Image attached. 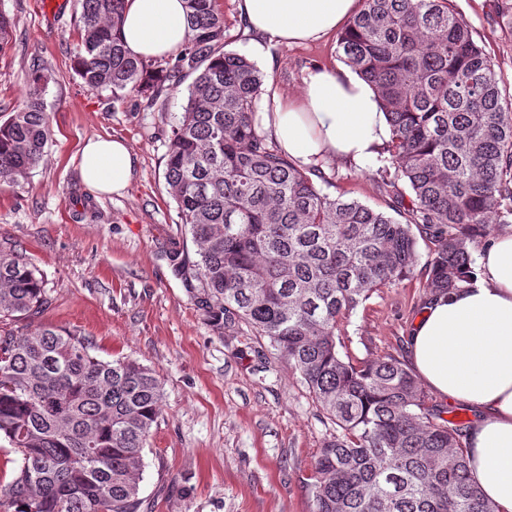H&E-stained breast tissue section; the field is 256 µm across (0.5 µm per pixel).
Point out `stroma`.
<instances>
[{
  "label": "stroma",
  "mask_w": 512,
  "mask_h": 512,
  "mask_svg": "<svg viewBox=\"0 0 512 512\" xmlns=\"http://www.w3.org/2000/svg\"><path fill=\"white\" fill-rule=\"evenodd\" d=\"M0 0L12 39L0 54V121L12 112L33 62L51 72L44 102L51 139L43 164L20 184L0 187V244L39 270L46 303L40 324L91 341L103 360L129 357L155 370L164 387L162 415L143 450L140 495L148 512H312L314 462L336 426L299 374L247 326L213 328L195 304L184 265L195 247L178 223L164 178L173 125L185 87L158 100L113 98L85 88L75 72L77 0ZM512 94V7L506 0H456ZM229 50L251 55L265 82L297 96L307 72L335 69L338 33L287 44L255 33L242 0H220ZM124 139L135 155L124 195H97L79 177L86 139ZM388 162H323L325 193L386 210ZM434 249L419 240L411 274L386 285L344 319L341 355L356 361L393 355L408 361V334L430 296Z\"/></svg>",
  "instance_id": "1"
}]
</instances>
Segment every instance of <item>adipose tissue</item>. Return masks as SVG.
Masks as SVG:
<instances>
[{
    "mask_svg": "<svg viewBox=\"0 0 512 512\" xmlns=\"http://www.w3.org/2000/svg\"><path fill=\"white\" fill-rule=\"evenodd\" d=\"M357 0H243L252 28L297 43L321 39L350 15ZM183 0H127L121 37L145 59L169 56L183 43ZM263 126L303 167L328 158L363 163L389 141L375 90L347 68L317 69L301 93L273 99ZM135 166L121 139L96 137L80 152V176L102 194L122 195ZM477 280L423 305L409 336L416 378L443 401L476 411L468 437L470 474L495 512H512V232L478 254Z\"/></svg>",
    "mask_w": 512,
    "mask_h": 512,
    "instance_id": "obj_1",
    "label": "adipose tissue"
}]
</instances>
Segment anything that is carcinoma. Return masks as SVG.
I'll return each instance as SVG.
<instances>
[{
  "label": "carcinoma",
  "mask_w": 512,
  "mask_h": 512,
  "mask_svg": "<svg viewBox=\"0 0 512 512\" xmlns=\"http://www.w3.org/2000/svg\"><path fill=\"white\" fill-rule=\"evenodd\" d=\"M74 69L90 90L155 96L185 78L165 181L191 235L211 326L245 323L300 375L341 432L314 463V512H495L471 480L469 421L444 418L393 356L355 363L337 349L340 322L413 270L418 239L434 245L427 287L473 284L472 252L512 223V100L454 0H362L338 39L341 59L377 92L391 127L382 151L411 192L408 218L318 188L258 129L264 74L225 50L217 0H185V42L157 70L119 39L125 0H78ZM51 80L26 73L0 124V184L44 161ZM44 281L0 247V323L32 319ZM83 336L35 325L0 329V437L21 462L0 469L13 512H145L142 452L163 384L132 359L104 361Z\"/></svg>",
  "instance_id": "1"
}]
</instances>
